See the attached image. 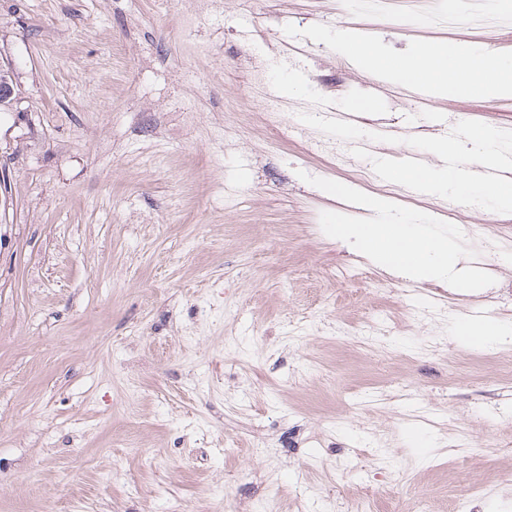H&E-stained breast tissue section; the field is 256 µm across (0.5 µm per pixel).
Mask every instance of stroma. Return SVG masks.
<instances>
[{
    "instance_id": "obj_1",
    "label": "stroma",
    "mask_w": 512,
    "mask_h": 512,
    "mask_svg": "<svg viewBox=\"0 0 512 512\" xmlns=\"http://www.w3.org/2000/svg\"><path fill=\"white\" fill-rule=\"evenodd\" d=\"M345 31L512 65V0H0V512H512V343L452 333L471 310L512 325V209L377 169L440 164L444 120L460 157L475 121L512 147V95L418 91ZM261 97L317 142L348 114L370 153L225 140ZM382 183L487 269L441 313L336 236L376 222ZM347 256L359 279H328ZM341 46L344 52L354 50L357 58L370 66L379 68L387 60L386 54L377 45L363 44L352 35H342Z\"/></svg>"
}]
</instances>
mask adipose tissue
Wrapping results in <instances>:
<instances>
[{
    "label": "adipose tissue",
    "mask_w": 512,
    "mask_h": 512,
    "mask_svg": "<svg viewBox=\"0 0 512 512\" xmlns=\"http://www.w3.org/2000/svg\"><path fill=\"white\" fill-rule=\"evenodd\" d=\"M461 73L467 74L470 85L478 87L481 93L512 94V70L441 46L405 56L397 75L407 82L421 79L445 91L453 85L452 75ZM364 205L380 216V223L340 224L336 227L338 237L356 238L385 268L411 271L419 280L450 281L457 259L451 253L447 238L423 234L397 223L385 198L370 197L365 199Z\"/></svg>",
    "instance_id": "adipose-tissue-1"
}]
</instances>
